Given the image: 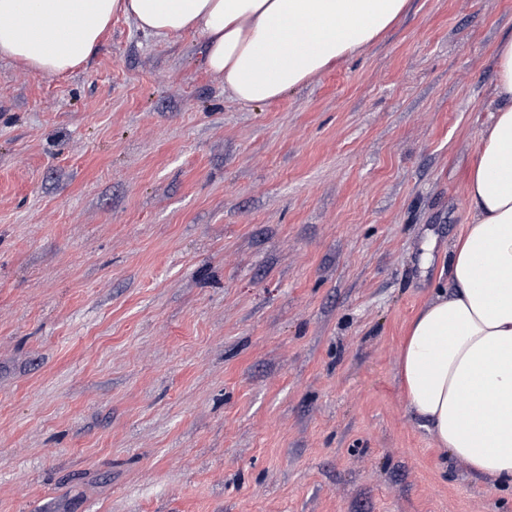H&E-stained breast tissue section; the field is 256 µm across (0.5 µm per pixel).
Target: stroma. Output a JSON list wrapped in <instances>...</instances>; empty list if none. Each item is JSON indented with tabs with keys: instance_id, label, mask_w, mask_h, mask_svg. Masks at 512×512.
Listing matches in <instances>:
<instances>
[{
	"instance_id": "35a3bbf8",
	"label": "stroma",
	"mask_w": 512,
	"mask_h": 512,
	"mask_svg": "<svg viewBox=\"0 0 512 512\" xmlns=\"http://www.w3.org/2000/svg\"><path fill=\"white\" fill-rule=\"evenodd\" d=\"M512 0H410L244 106L197 32L0 59V512H512L409 413Z\"/></svg>"
}]
</instances>
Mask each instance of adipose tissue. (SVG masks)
Segmentation results:
<instances>
[{
    "instance_id": "ef3b65f1",
    "label": "adipose tissue",
    "mask_w": 512,
    "mask_h": 512,
    "mask_svg": "<svg viewBox=\"0 0 512 512\" xmlns=\"http://www.w3.org/2000/svg\"><path fill=\"white\" fill-rule=\"evenodd\" d=\"M409 0H0V58L45 75L84 64L113 17L203 35L206 64L241 104L268 103L374 44ZM500 107L466 184L454 290L410 324L398 374L408 409L475 474L512 484V35L496 48Z\"/></svg>"
}]
</instances>
